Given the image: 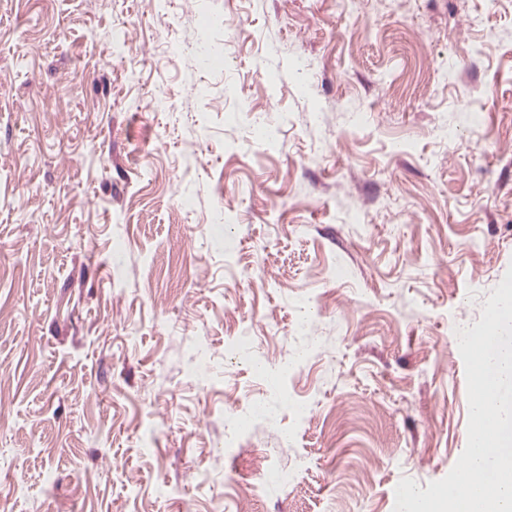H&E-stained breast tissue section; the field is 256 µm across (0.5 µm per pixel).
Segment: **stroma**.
Returning a JSON list of instances; mask_svg holds the SVG:
<instances>
[{
    "mask_svg": "<svg viewBox=\"0 0 512 512\" xmlns=\"http://www.w3.org/2000/svg\"><path fill=\"white\" fill-rule=\"evenodd\" d=\"M511 266L512 0H0V512H394Z\"/></svg>",
    "mask_w": 512,
    "mask_h": 512,
    "instance_id": "1",
    "label": "stroma"
}]
</instances>
